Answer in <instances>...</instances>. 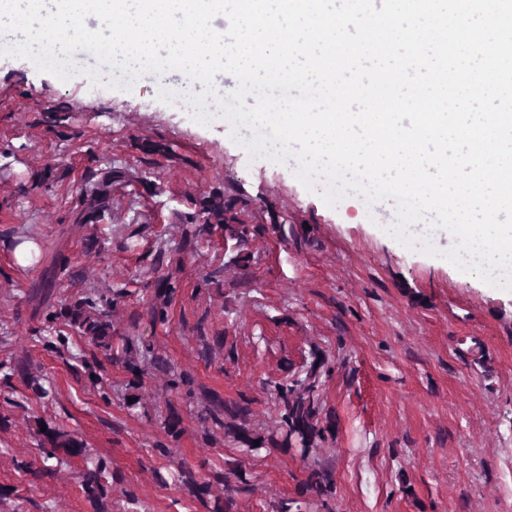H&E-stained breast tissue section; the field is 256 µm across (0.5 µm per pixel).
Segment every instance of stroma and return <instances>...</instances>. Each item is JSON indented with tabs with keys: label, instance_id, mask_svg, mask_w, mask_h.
<instances>
[{
	"label": "stroma",
	"instance_id": "stroma-1",
	"mask_svg": "<svg viewBox=\"0 0 512 512\" xmlns=\"http://www.w3.org/2000/svg\"><path fill=\"white\" fill-rule=\"evenodd\" d=\"M65 81L26 59L0 55V512H93L80 484L87 457L110 466L111 512H204L178 483L156 473L185 465L213 474L241 461L251 493L238 512H271L295 500L301 512H323L299 494L311 469L332 471L336 512H512V290L426 253L428 239L404 245L389 237L396 205L368 202L353 191L326 205L294 175V162L254 155L253 128L216 107H195L184 78L145 73L128 87H110L120 70L76 51ZM99 70L102 84L87 80ZM61 117L53 126L49 117ZM156 144L153 164L139 143ZM120 169L153 185H112V220L74 223L88 190L89 166ZM47 187L30 190L34 178ZM215 190L250 200L252 278L231 264L222 233L195 251L178 244L195 197ZM292 225L281 240L273 221ZM38 247L33 263L15 264L17 241ZM68 258L55 299L95 292L126 295L111 312L121 334L150 340L175 371L194 378V397L171 390L166 374L147 378L136 408L123 394L129 374L107 365L106 387L84 376L83 336L67 352L47 351L46 323L31 297L50 260ZM179 288L169 322L153 323L149 308L160 280ZM326 358L322 398L335 419L333 435L309 452L264 450L250 456L223 430H205L206 397L231 404L252 399L251 430L277 428L274 400L263 384ZM55 387L37 399L13 365ZM182 418L179 438L164 431L167 403ZM82 440L89 456L66 457L52 477L21 473L17 461H39L38 422ZM171 456L159 455L156 443ZM137 500L129 502L125 494Z\"/></svg>",
	"mask_w": 512,
	"mask_h": 512
}]
</instances>
